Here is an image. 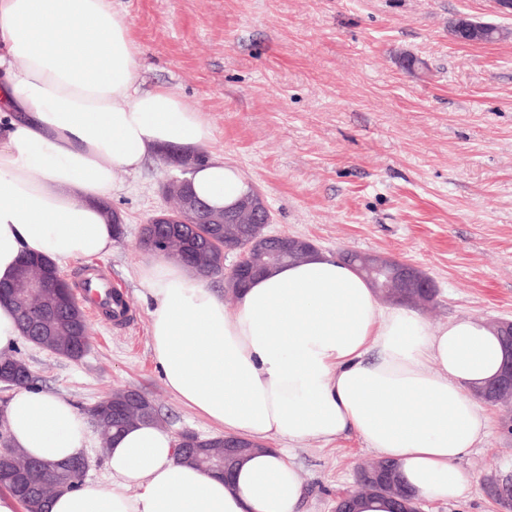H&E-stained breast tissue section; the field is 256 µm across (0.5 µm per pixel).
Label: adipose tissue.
<instances>
[{"label":"adipose tissue","mask_w":512,"mask_h":512,"mask_svg":"<svg viewBox=\"0 0 512 512\" xmlns=\"http://www.w3.org/2000/svg\"><path fill=\"white\" fill-rule=\"evenodd\" d=\"M140 53L112 0H0V281L26 256L110 252L104 206L116 172L210 141L200 112L142 88ZM191 180L217 207L248 189L220 159ZM139 279L165 386L225 433L292 445L353 433L397 462L418 497L464 491L458 462L488 427L473 389L504 359L484 321L430 326L322 252L254 279L230 313L179 259L145 262ZM4 415L14 445L35 458L67 462L87 445L88 419L66 398L18 389ZM107 467L111 484L58 493L51 512H298L304 494L285 453L257 452L227 480L178 461L175 437L152 423L113 438Z\"/></svg>","instance_id":"1"}]
</instances>
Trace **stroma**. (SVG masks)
Returning a JSON list of instances; mask_svg holds the SVG:
<instances>
[{
    "label": "stroma",
    "instance_id": "obj_1",
    "mask_svg": "<svg viewBox=\"0 0 512 512\" xmlns=\"http://www.w3.org/2000/svg\"><path fill=\"white\" fill-rule=\"evenodd\" d=\"M142 50L140 80L198 110L212 130L203 150L262 192L265 231L422 268L437 296L425 319H512V15L492 0H112ZM503 28L490 43L454 38L461 17ZM174 174L152 156L120 172L110 204L123 233L110 253L63 264L123 294L129 321L88 311L90 349L77 361L26 341L16 350L40 389L86 411L113 390L153 400L164 429H219L177 401L152 359L150 304L137 241L165 205ZM506 409L490 406L487 434L460 462L470 483L423 512H499L488 483L512 475ZM287 449L304 486L300 512H333L373 458L354 435Z\"/></svg>",
    "mask_w": 512,
    "mask_h": 512
}]
</instances>
